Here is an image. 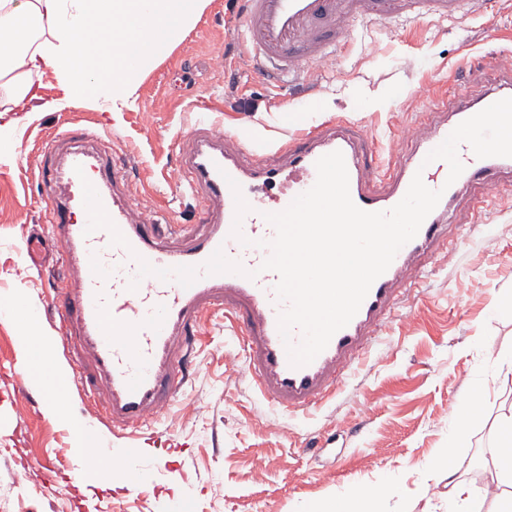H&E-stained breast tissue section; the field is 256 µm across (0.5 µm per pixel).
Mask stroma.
I'll list each match as a JSON object with an SVG mask.
<instances>
[{
  "instance_id": "stroma-1",
  "label": "stroma",
  "mask_w": 512,
  "mask_h": 512,
  "mask_svg": "<svg viewBox=\"0 0 512 512\" xmlns=\"http://www.w3.org/2000/svg\"><path fill=\"white\" fill-rule=\"evenodd\" d=\"M239 12V0H208L141 74L123 111H108L102 99L70 105L68 88L48 72L41 94L60 110L0 115L8 146L0 155V293L16 296L45 330L55 329L57 283L28 266L22 245L44 227L37 142L70 119L111 134L145 211L188 225L199 204L174 176L198 118L278 144L341 115L373 133L387 158L401 150L417 113L434 111V95L461 87L480 93L486 82L465 83L462 75L512 56V0H473L460 19L354 22L347 47L326 69H304L282 86L243 57ZM204 323L191 379L163 416L171 437L142 434L156 467L146 491L131 494L118 480L100 488V469L77 460L71 430L46 412L36 388L15 393L24 374L20 331L0 316V512H298L351 489L376 493L378 512H448L447 461L477 491L476 512H494V496L482 491L497 484L498 425L512 416V383L497 379L512 359V197L489 202L454 260L433 266L400 308L381 352L308 416H288L258 395L223 315ZM479 387L478 417L453 427L454 411ZM47 458L60 476L82 468L85 494L73 497L61 484L47 489L38 468Z\"/></svg>"
}]
</instances>
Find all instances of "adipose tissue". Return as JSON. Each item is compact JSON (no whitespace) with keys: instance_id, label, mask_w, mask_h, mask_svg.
<instances>
[{"instance_id":"1","label":"adipose tissue","mask_w":512,"mask_h":512,"mask_svg":"<svg viewBox=\"0 0 512 512\" xmlns=\"http://www.w3.org/2000/svg\"><path fill=\"white\" fill-rule=\"evenodd\" d=\"M207 0H0V89L10 106L37 99L34 78L45 70L78 105L105 94L126 104L133 83L155 57V34L199 16ZM26 371L37 386L62 380L53 347L36 316H18Z\"/></svg>"}]
</instances>
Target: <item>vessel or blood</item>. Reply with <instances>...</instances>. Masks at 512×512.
<instances>
[{"instance_id": "1", "label": "vessel or blood", "mask_w": 512, "mask_h": 512, "mask_svg": "<svg viewBox=\"0 0 512 512\" xmlns=\"http://www.w3.org/2000/svg\"><path fill=\"white\" fill-rule=\"evenodd\" d=\"M468 0H241L240 45L257 73L287 82L301 64L319 67L347 44L352 22L384 23L395 17L428 14L453 19ZM512 97V86L471 100L466 91L441 99L438 113L421 112L405 150L395 159L378 157L375 138L350 121L336 117L310 127L278 149L245 148L223 133L196 128L180 150V188L201 201L197 221L180 226L175 241L163 239L155 219L140 215L133 200L122 199L130 179L112 152V139L95 134L81 120L43 141L37 180L47 200L46 229L32 234L25 253L32 267L53 266L62 288L56 289L53 317L56 341L74 358L73 376L63 389L79 387L107 425L136 431L156 422L182 390L183 364L202 333V318L223 311L246 355L251 382L271 405L291 415H306L335 398L355 364L382 343L383 330L394 321L401 302L419 282L422 263L452 258L463 242L460 227L448 222L462 189H469L472 213H480L492 197L502 195L501 174L512 175V158H477L469 145L459 147L464 165L448 182L445 161H428L462 121L492 103ZM344 155L350 196L360 209L381 212L406 194L414 175L442 196L417 235L397 253L372 284L357 314L331 338L308 365L294 368L278 331L284 308L275 293L278 276L261 270L268 256L262 241L275 229L265 213L286 209L293 198L316 181V161L333 151ZM279 163H269L271 153ZM90 182L107 214L127 240L111 243L108 231L86 232L74 215L83 211V182ZM285 181L287 196L273 201L259 185ZM238 183L251 207L236 219L231 183ZM241 237H233V226ZM239 262L243 274L203 275L190 287L175 280L138 277L137 258L157 268L202 266L216 250ZM135 464L129 486H147L148 457L135 441L123 448Z\"/></svg>"}]
</instances>
